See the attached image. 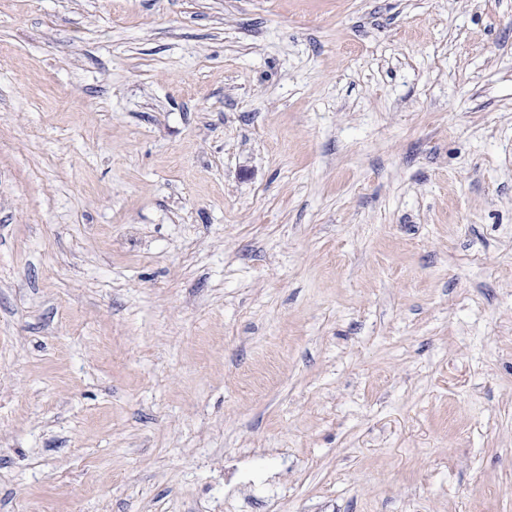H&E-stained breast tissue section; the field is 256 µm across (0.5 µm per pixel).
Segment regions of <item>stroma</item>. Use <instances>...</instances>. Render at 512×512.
Segmentation results:
<instances>
[{"label":"stroma","mask_w":512,"mask_h":512,"mask_svg":"<svg viewBox=\"0 0 512 512\" xmlns=\"http://www.w3.org/2000/svg\"><path fill=\"white\" fill-rule=\"evenodd\" d=\"M0 512H512V0H0Z\"/></svg>","instance_id":"1"}]
</instances>
